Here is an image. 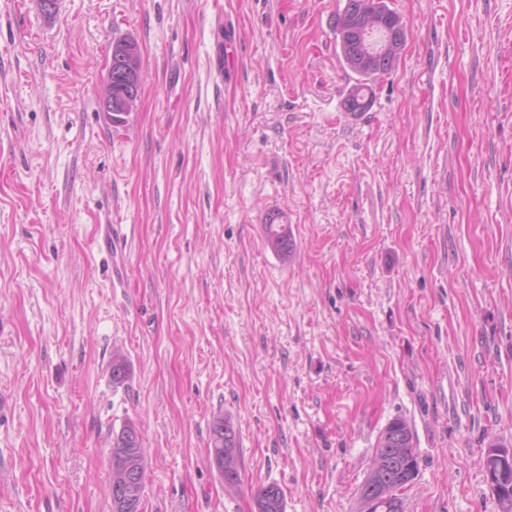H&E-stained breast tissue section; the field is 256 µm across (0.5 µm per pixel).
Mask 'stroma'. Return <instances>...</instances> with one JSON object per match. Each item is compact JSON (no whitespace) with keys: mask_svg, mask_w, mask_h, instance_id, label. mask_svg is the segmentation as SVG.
I'll return each instance as SVG.
<instances>
[{"mask_svg":"<svg viewBox=\"0 0 512 512\" xmlns=\"http://www.w3.org/2000/svg\"><path fill=\"white\" fill-rule=\"evenodd\" d=\"M344 2L0 0V512H111L129 421L143 512H254L271 484L285 512H362L396 419L419 461L404 512H502L484 459L512 448V0H387L409 37L357 123ZM123 38L143 83L115 124ZM102 224L128 236L123 281ZM140 64L138 47L133 40L112 46L102 98L103 111L111 122L120 120L133 109L143 80ZM267 224L265 243L275 254L288 256L293 247L291 232L285 217L277 210L271 209L265 216ZM218 421L224 422V436H222V439H218L211 430L210 456L212 454L224 456H212L211 463L218 472L224 473H221L222 478H224V484L229 487H234L241 482L239 470L231 473H227L224 470H235L238 467V461L235 455L224 453H230L233 451L236 455L239 453V436L230 420L218 418L215 422Z\"/></svg>","mask_w":512,"mask_h":512,"instance_id":"35a3bbf8","label":"stroma"}]
</instances>
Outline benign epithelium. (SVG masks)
<instances>
[{"label": "benign epithelium", "mask_w": 512, "mask_h": 512, "mask_svg": "<svg viewBox=\"0 0 512 512\" xmlns=\"http://www.w3.org/2000/svg\"><path fill=\"white\" fill-rule=\"evenodd\" d=\"M375 13L366 14L352 5H345L336 18L340 40L348 46L351 65L359 71H369L382 65L396 63L405 46L408 29L401 15L387 11L379 0H374ZM104 94L103 112L111 121H118L131 111L137 101L143 74L139 51L132 40L112 46ZM385 461L377 458L368 476L370 498L365 506L374 501L390 500L393 489L381 479ZM490 488L494 493L505 495L512 491V453L491 448L485 460ZM138 473L129 469L121 472L112 482L110 492L111 512H141L133 486Z\"/></svg>", "instance_id": "7a95c632"}]
</instances>
